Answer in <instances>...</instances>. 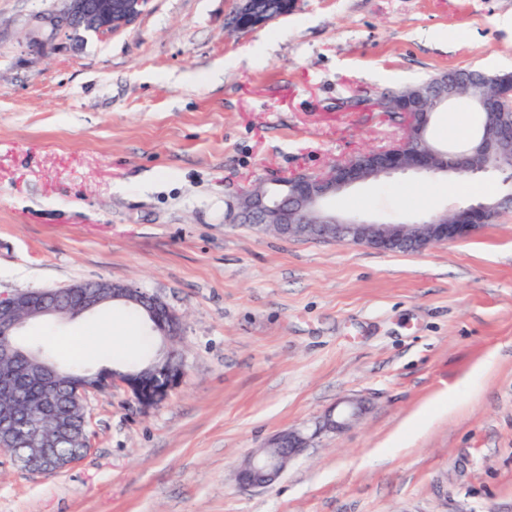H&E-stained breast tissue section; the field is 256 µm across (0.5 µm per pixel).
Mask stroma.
<instances>
[{"instance_id":"obj_1","label":"stroma","mask_w":512,"mask_h":512,"mask_svg":"<svg viewBox=\"0 0 512 512\" xmlns=\"http://www.w3.org/2000/svg\"><path fill=\"white\" fill-rule=\"evenodd\" d=\"M51 0H0V292L125 282L183 319L184 377L143 410L89 393L91 448L32 475L0 455V512H512V210L418 253L261 234L225 220L400 139L384 94L454 68L512 72V0H294L232 32L236 0H150L129 29L28 52ZM475 122L458 101L432 136ZM495 173H398L336 212L400 222L495 195ZM123 306L30 323L21 340L94 372ZM357 397L270 488L243 460Z\"/></svg>"}]
</instances>
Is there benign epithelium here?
Segmentation results:
<instances>
[{
	"mask_svg": "<svg viewBox=\"0 0 512 512\" xmlns=\"http://www.w3.org/2000/svg\"><path fill=\"white\" fill-rule=\"evenodd\" d=\"M293 0H285L279 12L269 11L263 0H238L232 15L231 27L236 31L267 24L292 10ZM147 0H54L50 10L35 16L36 34L28 46L42 49L61 38L79 40L86 34L97 35L121 32L132 26L143 14ZM512 101V89L499 88L489 95L482 112L478 142L480 154L467 150L461 154L440 155L420 146L423 133L431 123L428 112L408 107L401 116L405 135L396 143L359 154V161H344L319 174L300 173L292 176L294 199L284 205L270 204L261 187L240 195L238 211L228 214V220L238 222L257 211L264 223H275L290 236H304L310 230L318 238L339 241L380 251L393 244H410L418 251L436 244L457 242L472 237L485 225L490 207L477 202L450 213L430 216L413 223H378L354 216L338 214L328 208V201L336 194L372 178L396 173H418L434 176L443 172H500L512 177V128L500 125L499 107ZM84 292L80 303L70 299L73 293ZM123 302L139 307L151 320L162 308L166 315L161 320L170 341L180 339L181 317L157 296L143 292L122 282L102 283L88 288L75 283L54 289H37L12 294L0 292V405L14 399L26 387L40 394L38 410L27 412H0V453L11 448L21 450L13 460L24 470L36 475L57 474L69 469L88 448V415L86 394L104 393L118 381L142 409L161 403L183 377L172 350H167L158 369L163 372L161 383L138 372L99 371L85 376L87 383L76 388L72 400L73 413L67 417L57 412L56 373L41 354L21 348L15 336L26 323L47 318L91 314L102 305ZM366 411L365 401L353 398L325 414L313 433L292 428L275 434L267 444L281 448L277 457H263L252 453L238 468L236 480L243 489L266 488L276 482L288 463L308 447L311 440L322 433L344 432ZM70 445V454L57 453L59 445Z\"/></svg>",
	"mask_w": 512,
	"mask_h": 512,
	"instance_id": "7a95c632",
	"label": "benign epithelium"
}]
</instances>
